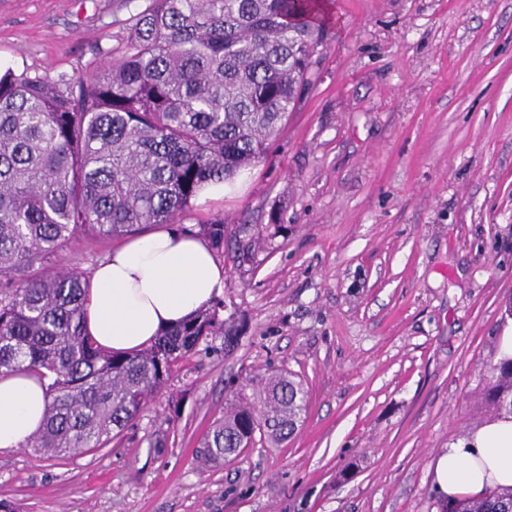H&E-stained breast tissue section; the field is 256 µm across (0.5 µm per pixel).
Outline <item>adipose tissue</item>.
Returning <instances> with one entry per match:
<instances>
[{"instance_id": "ef3b65f1", "label": "adipose tissue", "mask_w": 512, "mask_h": 512, "mask_svg": "<svg viewBox=\"0 0 512 512\" xmlns=\"http://www.w3.org/2000/svg\"><path fill=\"white\" fill-rule=\"evenodd\" d=\"M226 272L208 241L158 228L116 246L93 271L84 328L105 350L128 354L193 317L224 290ZM44 385L21 372L0 374V452L21 448L42 425ZM434 484L451 499L512 488V415L485 421L436 457Z\"/></svg>"}]
</instances>
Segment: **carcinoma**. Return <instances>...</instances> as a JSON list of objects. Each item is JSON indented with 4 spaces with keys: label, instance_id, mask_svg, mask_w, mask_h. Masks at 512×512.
<instances>
[{
    "label": "carcinoma",
    "instance_id": "1",
    "mask_svg": "<svg viewBox=\"0 0 512 512\" xmlns=\"http://www.w3.org/2000/svg\"><path fill=\"white\" fill-rule=\"evenodd\" d=\"M323 0H150L127 51L94 73L0 71V373L46 381L42 427L26 447L64 459L103 448L164 387L172 366L237 326L208 306L138 353L114 355L83 329L90 276L45 263L76 237L175 224L205 186L266 153L309 85L326 35ZM224 249V220L199 225ZM481 403L512 414V358L492 355ZM307 407L288 373L240 393L201 442L231 461L256 433L279 442ZM438 512H512V491L437 498Z\"/></svg>",
    "mask_w": 512,
    "mask_h": 512
}]
</instances>
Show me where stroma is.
Returning <instances> with one entry per match:
<instances>
[{"mask_svg": "<svg viewBox=\"0 0 512 512\" xmlns=\"http://www.w3.org/2000/svg\"><path fill=\"white\" fill-rule=\"evenodd\" d=\"M149 0H0V66L94 72ZM312 87L266 157L179 223L223 215L221 318L103 448L0 453L15 512H437L431 460L481 425L512 329V0H331ZM77 238L49 270L92 271ZM285 370L296 433L232 462L200 442Z\"/></svg>", "mask_w": 512, "mask_h": 512, "instance_id": "1", "label": "stroma"}]
</instances>
